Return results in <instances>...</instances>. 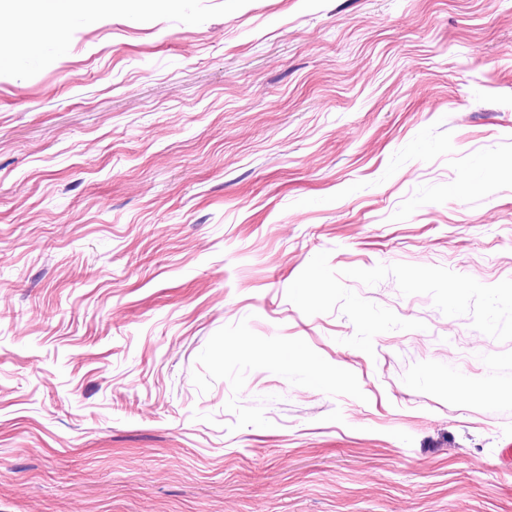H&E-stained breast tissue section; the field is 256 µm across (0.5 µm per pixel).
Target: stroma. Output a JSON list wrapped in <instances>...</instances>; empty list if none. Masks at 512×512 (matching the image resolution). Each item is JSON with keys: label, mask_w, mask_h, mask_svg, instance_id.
<instances>
[{"label": "stroma", "mask_w": 512, "mask_h": 512, "mask_svg": "<svg viewBox=\"0 0 512 512\" xmlns=\"http://www.w3.org/2000/svg\"><path fill=\"white\" fill-rule=\"evenodd\" d=\"M0 31V512H512V341L348 278L425 324L370 356L286 297L323 251L512 278V0Z\"/></svg>", "instance_id": "1"}]
</instances>
